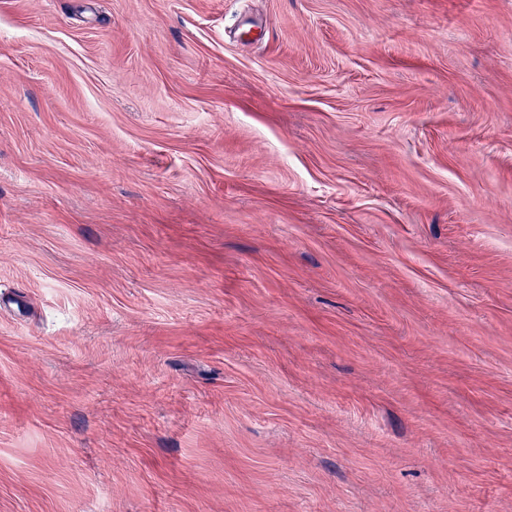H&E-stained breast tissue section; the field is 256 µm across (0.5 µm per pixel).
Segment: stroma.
<instances>
[{
	"label": "stroma",
	"instance_id": "obj_1",
	"mask_svg": "<svg viewBox=\"0 0 512 512\" xmlns=\"http://www.w3.org/2000/svg\"><path fill=\"white\" fill-rule=\"evenodd\" d=\"M0 512H512V0H0Z\"/></svg>",
	"mask_w": 512,
	"mask_h": 512
}]
</instances>
